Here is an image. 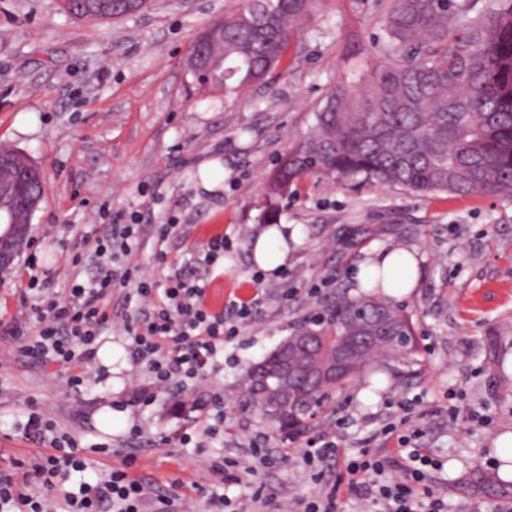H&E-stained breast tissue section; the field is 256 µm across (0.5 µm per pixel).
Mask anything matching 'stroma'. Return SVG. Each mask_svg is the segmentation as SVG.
<instances>
[{
  "label": "stroma",
  "instance_id": "stroma-1",
  "mask_svg": "<svg viewBox=\"0 0 512 512\" xmlns=\"http://www.w3.org/2000/svg\"><path fill=\"white\" fill-rule=\"evenodd\" d=\"M232 0H151L142 12L105 22L67 14L61 0H0V144L42 167L46 193L30 224V248L50 288L66 295L87 280V225L106 235L136 220L141 244L129 263L159 283L172 276L205 286V302L236 326L204 376L156 388L131 359L120 326L104 331L105 375L70 383L74 367L17 357L6 332L23 309L26 254L0 275V470L45 452L19 428L39 412L87 449L93 477L109 469L175 491L177 512H213L225 496L240 512H289L322 486L335 512H374L365 490L347 485L346 458L378 454L398 476L397 439L441 462L430 484L448 512H493L512 499L492 442L512 431V198L419 196L402 187L308 177L279 217L303 243L280 273L261 272L253 247L262 187L289 142L307 133L341 75L377 56V0H325L266 80L236 97L203 95L185 68L196 34ZM163 224L175 234L160 236ZM224 257L200 263L215 235ZM401 248L418 259L417 286L398 298L414 324L408 376H358L295 435H272L244 407V370L357 288L361 256ZM253 298L247 318L236 303ZM195 404L174 413L175 400ZM223 431L209 435L216 413ZM332 435L337 457L305 466L300 449ZM107 445L104 453L93 452ZM225 463L213 474V462Z\"/></svg>",
  "mask_w": 512,
  "mask_h": 512
}]
</instances>
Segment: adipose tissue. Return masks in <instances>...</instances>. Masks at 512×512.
I'll return each instance as SVG.
<instances>
[{"label":"adipose tissue","instance_id":"obj_1","mask_svg":"<svg viewBox=\"0 0 512 512\" xmlns=\"http://www.w3.org/2000/svg\"><path fill=\"white\" fill-rule=\"evenodd\" d=\"M416 259L413 252L404 249L381 250L368 254L360 262L357 279L367 284L376 278H385V291L398 297L409 294L415 286Z\"/></svg>","mask_w":512,"mask_h":512}]
</instances>
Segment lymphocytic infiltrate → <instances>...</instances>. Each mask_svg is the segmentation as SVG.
<instances>
[{
	"mask_svg": "<svg viewBox=\"0 0 512 512\" xmlns=\"http://www.w3.org/2000/svg\"><path fill=\"white\" fill-rule=\"evenodd\" d=\"M136 227L116 224L106 237L93 240L97 260L92 279L73 282L67 296L40 287L30 278L26 292L31 301L11 322L8 334L19 356L80 367L72 384L81 385L87 373L97 370V339L110 320L114 286L137 281L136 305L124 332L130 338L134 360L147 362L157 385L167 386L204 375L210 361L231 335L223 314L204 304V287L179 280L158 286L137 267L114 266L116 255L129 253ZM22 430L48 443L49 452L33 459L22 476L0 474V512H171L167 496H150L147 488L123 470H111L95 481L81 483L78 492L54 498L58 482L87 468L79 448L68 435L56 431L38 413L27 416ZM406 478L385 479L383 460L351 461L346 465L354 488L367 490L380 512H447L443 498L425 486L429 468L436 462L422 448L407 453Z\"/></svg>",
	"mask_w": 512,
	"mask_h": 512,
	"instance_id": "1",
	"label": "lymphocytic infiltrate"
}]
</instances>
